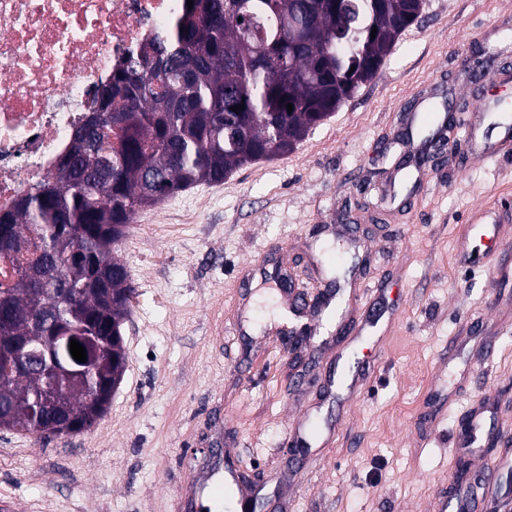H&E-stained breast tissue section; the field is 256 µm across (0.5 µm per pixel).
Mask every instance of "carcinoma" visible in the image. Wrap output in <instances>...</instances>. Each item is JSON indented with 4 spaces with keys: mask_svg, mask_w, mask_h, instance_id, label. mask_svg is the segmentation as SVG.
<instances>
[{
    "mask_svg": "<svg viewBox=\"0 0 512 512\" xmlns=\"http://www.w3.org/2000/svg\"><path fill=\"white\" fill-rule=\"evenodd\" d=\"M106 82L130 112H93L56 172L0 215V429L68 435L107 412L125 372L119 344L134 287L113 256L135 213L297 148L376 77L424 0H193ZM377 28L376 35L371 29ZM293 104L287 111L286 104ZM244 105L234 112L231 107ZM30 336H78L90 358L67 408L40 407L43 368L3 350Z\"/></svg>",
    "mask_w": 512,
    "mask_h": 512,
    "instance_id": "obj_1",
    "label": "carcinoma"
}]
</instances>
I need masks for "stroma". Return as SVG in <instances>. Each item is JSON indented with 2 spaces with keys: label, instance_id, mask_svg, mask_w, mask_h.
Instances as JSON below:
<instances>
[{
  "label": "stroma",
  "instance_id": "stroma-1",
  "mask_svg": "<svg viewBox=\"0 0 512 512\" xmlns=\"http://www.w3.org/2000/svg\"><path fill=\"white\" fill-rule=\"evenodd\" d=\"M512 0H426L375 79L298 148L136 213L115 250L135 288L126 368L91 430L42 443L0 431V512H185L182 490L210 449L288 512H433L476 404L478 439L512 425V275L458 260L485 246L474 208L512 225V152L470 158L469 132L497 142L512 112ZM457 119L447 151L401 208L380 210L398 135L421 97ZM355 259L337 294L375 327L289 351L259 284L288 273L313 298ZM355 393L336 385L348 357ZM447 405L439 426L432 409Z\"/></svg>",
  "mask_w": 512,
  "mask_h": 512
}]
</instances>
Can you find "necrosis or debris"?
Instances as JSON below:
<instances>
[{
    "label": "necrosis or debris",
    "mask_w": 512,
    "mask_h": 512,
    "mask_svg": "<svg viewBox=\"0 0 512 512\" xmlns=\"http://www.w3.org/2000/svg\"><path fill=\"white\" fill-rule=\"evenodd\" d=\"M184 0H0V213L54 173L93 92Z\"/></svg>",
    "instance_id": "obj_1"
}]
</instances>
